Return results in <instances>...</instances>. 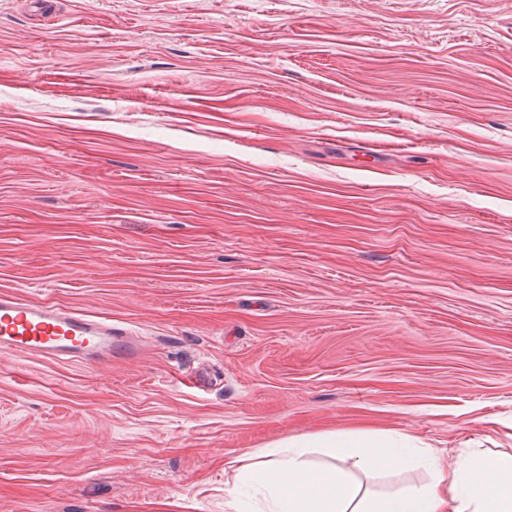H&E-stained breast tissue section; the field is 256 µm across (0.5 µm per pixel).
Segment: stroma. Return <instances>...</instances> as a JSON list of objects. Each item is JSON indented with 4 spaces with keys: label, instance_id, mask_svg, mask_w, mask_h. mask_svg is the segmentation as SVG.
Here are the masks:
<instances>
[{
    "label": "stroma",
    "instance_id": "obj_1",
    "mask_svg": "<svg viewBox=\"0 0 512 512\" xmlns=\"http://www.w3.org/2000/svg\"><path fill=\"white\" fill-rule=\"evenodd\" d=\"M0 512H224L299 433L512 452V0H0ZM126 350L134 351L110 318L0 294L1 355L99 364L112 362V354Z\"/></svg>",
    "mask_w": 512,
    "mask_h": 512
}]
</instances>
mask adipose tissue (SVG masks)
Masks as SVG:
<instances>
[{
  "label": "adipose tissue",
  "instance_id": "adipose-tissue-1",
  "mask_svg": "<svg viewBox=\"0 0 512 512\" xmlns=\"http://www.w3.org/2000/svg\"><path fill=\"white\" fill-rule=\"evenodd\" d=\"M317 451L334 465L313 466L309 456ZM420 467L432 470L430 481L388 491L358 479ZM437 468L430 446L404 431L302 433L242 458L224 512H242L243 486L262 493V512H512V453L470 454L444 475Z\"/></svg>",
  "mask_w": 512,
  "mask_h": 512
}]
</instances>
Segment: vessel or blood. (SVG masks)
Returning a JSON list of instances; mask_svg holds the SVG:
<instances>
[{
	"label": "vessel or blood",
	"mask_w": 512,
	"mask_h": 512,
	"mask_svg": "<svg viewBox=\"0 0 512 512\" xmlns=\"http://www.w3.org/2000/svg\"><path fill=\"white\" fill-rule=\"evenodd\" d=\"M131 347L107 317L0 294V354L99 364Z\"/></svg>",
	"instance_id": "b4317fda"
}]
</instances>
